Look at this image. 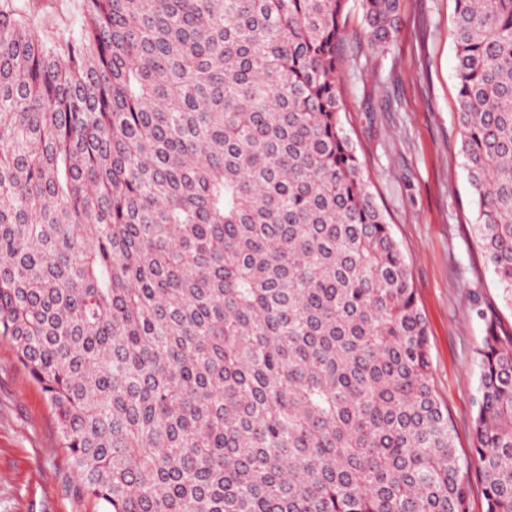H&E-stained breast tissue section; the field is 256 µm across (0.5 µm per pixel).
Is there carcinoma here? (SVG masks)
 I'll return each mask as SVG.
<instances>
[{
	"label": "carcinoma",
	"instance_id": "1",
	"mask_svg": "<svg viewBox=\"0 0 512 512\" xmlns=\"http://www.w3.org/2000/svg\"><path fill=\"white\" fill-rule=\"evenodd\" d=\"M473 229L512 304V0H455ZM349 0H0V337L105 512H512V333L468 458L340 116ZM373 41L400 0H359ZM36 7L35 29L48 42L57 37L76 33L81 24L79 0H34ZM468 508L470 512H485L484 486L479 473L473 468L469 474Z\"/></svg>",
	"mask_w": 512,
	"mask_h": 512
}]
</instances>
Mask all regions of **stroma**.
Returning a JSON list of instances; mask_svg holds the SVG:
<instances>
[{
  "label": "stroma",
  "mask_w": 512,
  "mask_h": 512,
  "mask_svg": "<svg viewBox=\"0 0 512 512\" xmlns=\"http://www.w3.org/2000/svg\"><path fill=\"white\" fill-rule=\"evenodd\" d=\"M79 0H36L48 42L78 31ZM455 0H401L394 39L371 42L350 0L341 58V117L408 264L429 334L432 374L460 456L471 454L479 311L512 332V310L472 232L475 196L460 152ZM0 512H101L80 489L41 387L0 338Z\"/></svg>",
  "instance_id": "obj_1"
}]
</instances>
